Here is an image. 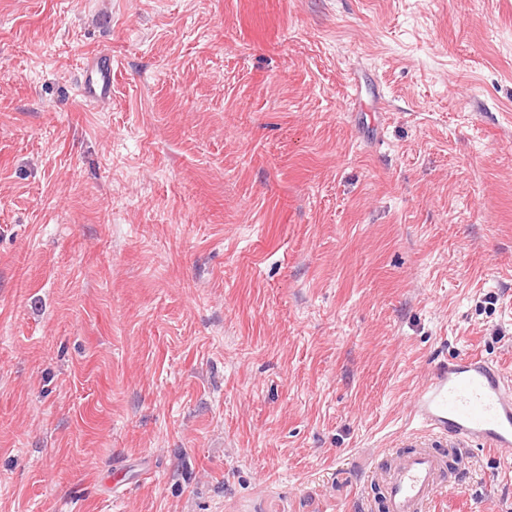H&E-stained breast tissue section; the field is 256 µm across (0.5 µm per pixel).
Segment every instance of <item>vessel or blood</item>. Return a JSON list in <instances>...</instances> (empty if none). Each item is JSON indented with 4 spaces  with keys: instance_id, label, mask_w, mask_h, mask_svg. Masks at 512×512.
<instances>
[{
    "instance_id": "1",
    "label": "vessel or blood",
    "mask_w": 512,
    "mask_h": 512,
    "mask_svg": "<svg viewBox=\"0 0 512 512\" xmlns=\"http://www.w3.org/2000/svg\"><path fill=\"white\" fill-rule=\"evenodd\" d=\"M81 92L97 104L111 99V55L88 58ZM412 416L424 436L451 447L512 451V382L481 355L457 356L436 366L413 395ZM442 474L443 461L432 452L398 456L384 473L386 512H424Z\"/></svg>"
}]
</instances>
